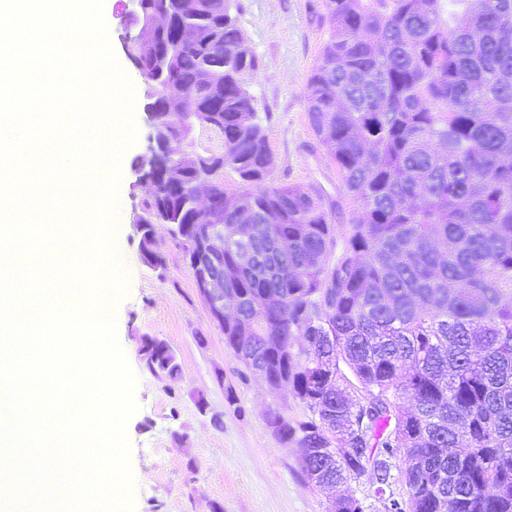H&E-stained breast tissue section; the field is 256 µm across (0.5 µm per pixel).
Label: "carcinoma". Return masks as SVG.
Here are the masks:
<instances>
[{"label": "carcinoma", "mask_w": 512, "mask_h": 512, "mask_svg": "<svg viewBox=\"0 0 512 512\" xmlns=\"http://www.w3.org/2000/svg\"><path fill=\"white\" fill-rule=\"evenodd\" d=\"M332 35L307 80L310 126L356 208L331 223L318 189L273 183L249 81L256 57L230 0H144L167 24L130 54L149 82L170 165L135 223L170 226L187 250L224 225V343L308 411L266 415L310 449L323 488L390 470L386 512H512V0H323ZM194 31L193 43L182 40ZM222 131L218 158L196 147ZM244 190L228 194L224 171ZM263 224L252 265L236 225ZM252 337L240 354L235 337ZM147 367L175 377L144 340ZM331 512H364L349 491Z\"/></svg>", "instance_id": "obj_1"}]
</instances>
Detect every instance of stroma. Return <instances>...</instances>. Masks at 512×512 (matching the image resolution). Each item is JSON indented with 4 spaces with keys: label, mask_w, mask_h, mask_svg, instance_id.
<instances>
[{
    "label": "stroma",
    "mask_w": 512,
    "mask_h": 512,
    "mask_svg": "<svg viewBox=\"0 0 512 512\" xmlns=\"http://www.w3.org/2000/svg\"><path fill=\"white\" fill-rule=\"evenodd\" d=\"M231 12L258 59L249 91L268 132L274 181L318 189L324 206L351 211L336 165L310 127L304 98L331 35L322 0H231ZM136 14L134 0H103L110 45L134 89L138 131L120 161L117 220L128 286L112 308L117 342L136 376L138 409L127 424L134 512H330L333 491L301 478V447L279 440L266 423L269 409L298 420L305 407L287 389L245 374L168 226L155 227L163 266L143 259L134 215L146 190L136 162L148 155L150 127L148 82L127 54L140 30ZM148 337L173 351L177 377L147 368L142 346Z\"/></svg>",
    "instance_id": "obj_1"
}]
</instances>
